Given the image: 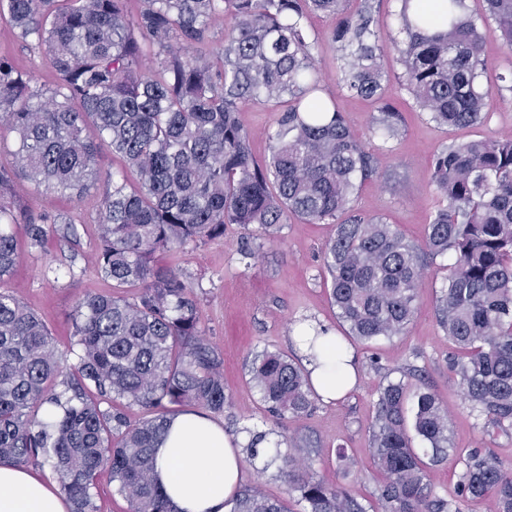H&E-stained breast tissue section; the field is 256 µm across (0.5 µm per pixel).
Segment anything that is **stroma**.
<instances>
[{
    "label": "stroma",
    "instance_id": "obj_1",
    "mask_svg": "<svg viewBox=\"0 0 512 512\" xmlns=\"http://www.w3.org/2000/svg\"><path fill=\"white\" fill-rule=\"evenodd\" d=\"M333 21L316 13L308 20L315 43L313 56L322 83L349 127L361 138L367 152L378 160L376 176L364 181L354 206L396 225L410 241L422 242L430 215L437 204L431 183L435 152L444 145L512 132V89L501 82L512 71V50L488 37L483 57L482 86L491 88L493 104L483 125L466 128L440 126L418 111L405 90L396 50H388L381 64L388 77L386 98L400 115L397 135L390 140L371 137L379 118V105L371 99L349 95L340 84L342 52L332 39ZM280 113L279 107L251 103L243 120L252 133L251 150L257 161L270 154L266 132ZM17 197L35 213L78 221L77 239L62 232L50 236L45 247L31 246L24 225L12 228L21 259L13 274L0 284L46 323L65 367L77 365L70 351L71 315L79 299L106 290L94 268L96 224L99 212L95 194L68 201L51 192L35 191L18 180ZM334 234L330 224H306L293 219L278 239L267 241L257 232L230 228L223 239L191 241L179 254V267L197 297L201 321L212 345L224 357V383L229 402L213 422L229 434L245 429L291 437L292 453L309 458L315 477L341 485L368 501L378 496L379 475L368 452V428L376 391L384 377L400 378L415 366L423 371L430 389L448 411L449 438L459 449L486 448L507 465L512 464V433H489L477 425L448 368L453 347L437 315V296L452 262L434 259L418 288L416 313L406 335L351 343L360 368L356 385L342 398L315 400L311 411L278 427L265 411L260 395L249 381L248 365L261 350L297 355L291 340L300 322L337 327L336 311L328 303L324 285L322 251ZM257 247L251 267L239 262L242 242Z\"/></svg>",
    "mask_w": 512,
    "mask_h": 512
}]
</instances>
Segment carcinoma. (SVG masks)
I'll return each instance as SVG.
<instances>
[{
  "label": "carcinoma",
  "mask_w": 512,
  "mask_h": 512,
  "mask_svg": "<svg viewBox=\"0 0 512 512\" xmlns=\"http://www.w3.org/2000/svg\"><path fill=\"white\" fill-rule=\"evenodd\" d=\"M342 0H0V19L38 50L53 73L31 71L0 54V133L13 136V162L0 164V282L20 255L12 224L40 247L58 220L16 197L18 178L39 191L82 197L96 189V267L112 291L80 299L72 318L79 363L66 372L42 321L0 290V461L39 457L56 475L70 512H97L94 479L110 469L130 512H173L154 478L155 450L172 407L222 412L224 359L201 326L191 286L175 257L188 241L224 237L230 225L258 226L272 239L288 219L334 224L323 251L330 300L346 336L368 343L405 334L427 266L454 262L439 297V323L455 351L449 368L482 428L512 429V136L442 146L432 183L440 203L416 244L394 225L351 206L359 184L377 172L330 98L322 95L305 20L336 19L342 88L381 102L373 132L385 139L399 115L384 101L379 66L386 46L373 0L354 13ZM486 15L465 0H400L403 78L419 111L439 125L471 127L487 117L482 49L497 37L512 50V0H485ZM230 20L224 44L210 47L218 16ZM493 20L495 27H487ZM287 97L270 155L252 156L240 112ZM105 143L136 172L100 165ZM174 257L157 266L152 255ZM135 288L131 301L121 289ZM250 381L279 420L307 412L316 393L301 361L263 350ZM146 416L131 420L126 407ZM429 445L412 447L407 423ZM268 464L296 495L301 512H462L491 494L512 512V466L478 448L450 449L448 412L429 390L399 379L379 385L369 448L382 475L378 508L314 478L281 450ZM429 455L424 462L421 455ZM462 465L449 498L437 495L428 465L448 456ZM230 512H290L246 487Z\"/></svg>",
  "instance_id": "carcinoma-1"
}]
</instances>
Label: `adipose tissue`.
<instances>
[{"instance_id": "adipose-tissue-1", "label": "adipose tissue", "mask_w": 512, "mask_h": 512, "mask_svg": "<svg viewBox=\"0 0 512 512\" xmlns=\"http://www.w3.org/2000/svg\"><path fill=\"white\" fill-rule=\"evenodd\" d=\"M328 351L306 358L316 392L326 400L339 398L334 386L343 377L354 386L358 369L352 353L337 355L335 335L325 338ZM241 438L226 434L205 414L184 412L172 417L156 453V474L177 512H225L243 479ZM57 488L24 467L0 463V512H68Z\"/></svg>"}]
</instances>
